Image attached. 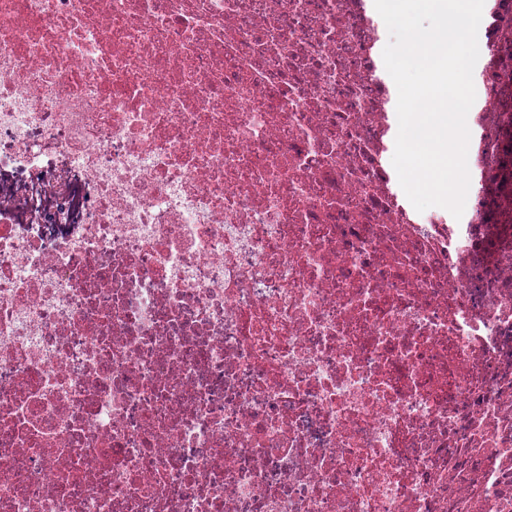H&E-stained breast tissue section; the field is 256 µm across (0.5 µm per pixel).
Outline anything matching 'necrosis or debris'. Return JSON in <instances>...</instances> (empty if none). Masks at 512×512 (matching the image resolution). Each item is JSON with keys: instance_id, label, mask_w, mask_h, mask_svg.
<instances>
[{"instance_id": "4bbe7bcc", "label": "necrosis or debris", "mask_w": 512, "mask_h": 512, "mask_svg": "<svg viewBox=\"0 0 512 512\" xmlns=\"http://www.w3.org/2000/svg\"><path fill=\"white\" fill-rule=\"evenodd\" d=\"M372 2L0 0V512H512V0L458 219Z\"/></svg>"}]
</instances>
